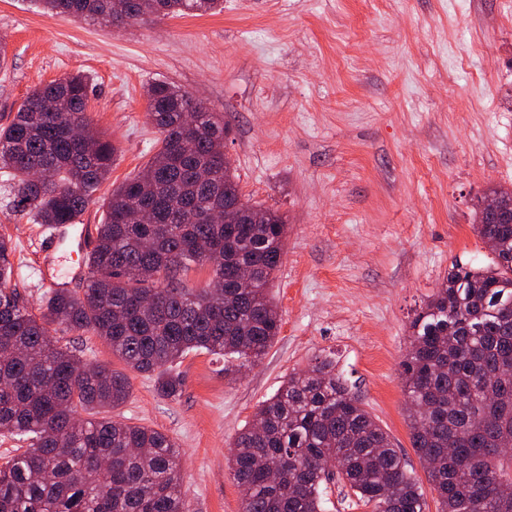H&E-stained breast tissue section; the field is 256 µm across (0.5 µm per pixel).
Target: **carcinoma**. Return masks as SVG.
Masks as SVG:
<instances>
[{
	"mask_svg": "<svg viewBox=\"0 0 512 512\" xmlns=\"http://www.w3.org/2000/svg\"><path fill=\"white\" fill-rule=\"evenodd\" d=\"M43 13L111 25L119 14H212L222 0H33ZM157 150L144 172L102 201L83 288H54L40 313L17 289L13 245L0 235V432L30 447L0 467V512H188L178 444L166 433L114 419L131 374L155 377L159 395L183 387L174 365L192 352L233 367L260 362L280 332L269 286L282 265L286 220L224 223L241 196L224 155L228 127L180 87L145 91ZM88 83L67 75L38 87L0 127V169L12 207L38 224L76 223L112 171L117 145L87 114ZM503 208L476 210L493 265L455 264L410 323L401 367L413 448L433 463L439 512H512V189ZM210 279L190 288L202 267ZM102 338L124 364H85L58 344V330ZM228 469L248 488L241 512H323L335 479L348 505L370 512H427L419 480L363 407L330 356L254 410Z\"/></svg>",
	"mask_w": 512,
	"mask_h": 512,
	"instance_id": "cac0c4a2",
	"label": "carcinoma"
}]
</instances>
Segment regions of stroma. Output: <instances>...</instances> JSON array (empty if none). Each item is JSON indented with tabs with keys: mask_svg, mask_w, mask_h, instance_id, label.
<instances>
[{
	"mask_svg": "<svg viewBox=\"0 0 512 512\" xmlns=\"http://www.w3.org/2000/svg\"><path fill=\"white\" fill-rule=\"evenodd\" d=\"M0 41V125L34 87L79 73L94 127L119 147L82 234L14 212L0 171V234L30 310L55 283L82 287L100 199L153 155V81L223 115L242 196L286 219L271 284L281 330L259 365L233 376L222 357L192 353L175 367L178 397L136 373L113 413L175 439L189 512H241L231 444L318 355L335 357L438 512L400 364L411 320L452 265L492 262L474 219L489 188L512 189V0H224L216 14L130 29L0 0Z\"/></svg>",
	"mask_w": 512,
	"mask_h": 512,
	"instance_id": "1",
	"label": "stroma"
}]
</instances>
